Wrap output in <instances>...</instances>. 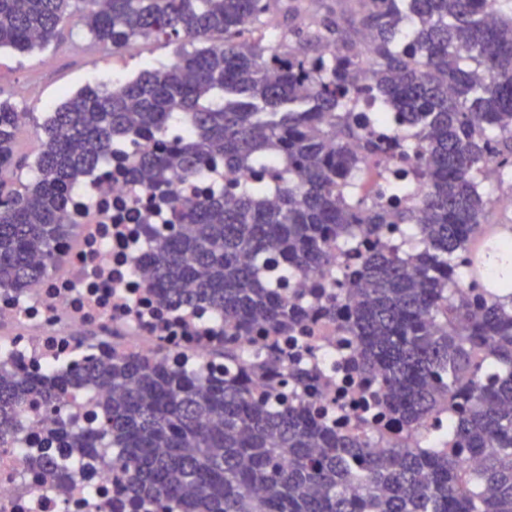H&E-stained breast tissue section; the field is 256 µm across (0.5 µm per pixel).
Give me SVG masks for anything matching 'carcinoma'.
<instances>
[{
	"mask_svg": "<svg viewBox=\"0 0 512 512\" xmlns=\"http://www.w3.org/2000/svg\"><path fill=\"white\" fill-rule=\"evenodd\" d=\"M358 37L329 8L300 26L303 0H0V50L24 54L57 39L80 14L90 41L119 51L140 38L175 44L168 65L117 85L87 84L42 124L31 178L10 187L22 165L14 141L20 112L0 98V289H19L61 259L68 189L112 153L123 136L164 134L183 118L194 138L138 168L148 184L174 185L199 161L224 157L231 171L277 158L288 181L261 207L262 185L172 206L181 231L156 236L151 287L171 309L205 303L224 316V364L240 373L224 385L193 370L129 356L89 364L47 383L0 369V447L21 427L18 408L35 403L57 416L44 444L134 473V512H512V246L482 254L496 289L463 261L492 209L482 173L491 164L512 180V0H357ZM365 41L364 63L357 46ZM373 111L355 114L354 97ZM399 112L412 130L401 144L425 182L414 206L405 186L367 201L358 174L384 148L369 130ZM393 224H414L406 257L383 242ZM372 249L359 286L328 308L364 348L365 397L357 419L382 421L409 438L448 418L446 448H379L327 424L311 402L279 407L257 396L235 337L256 318L267 332L300 329L285 277L333 260L336 240ZM104 388L96 426L77 432L62 418L68 395Z\"/></svg>",
	"mask_w": 512,
	"mask_h": 512,
	"instance_id": "cac0c4a2",
	"label": "carcinoma"
}]
</instances>
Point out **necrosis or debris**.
Returning <instances> with one entry per match:
<instances>
[{"instance_id": "obj_1", "label": "necrosis or debris", "mask_w": 512, "mask_h": 512, "mask_svg": "<svg viewBox=\"0 0 512 512\" xmlns=\"http://www.w3.org/2000/svg\"><path fill=\"white\" fill-rule=\"evenodd\" d=\"M183 142L171 133L153 142L129 139L70 188L63 222L72 234L61 241V262L28 288L0 289V364L57 378L95 361L135 355L189 365L206 380H223L224 362L215 355L224 346L223 317L207 309L174 313L161 306L148 282L154 238L146 229L172 222L165 202L171 192L196 199L220 190L230 199L243 178L228 172L219 157L205 158L197 173L174 189L150 191L129 175L143 149L166 153ZM336 257L317 273L288 282L290 295L301 297L311 312L301 346L287 333L257 329L237 337L236 344L251 362L280 349L287 353L284 366L305 365L312 379L296 391L297 399L350 405L362 394L359 379L348 375L361 351L312 293L316 283L335 285L337 268L359 266V251L340 250ZM19 414L23 432L0 448V512H127L122 494L127 476L113 469L110 458L64 476L40 469L33 458L55 418L29 404Z\"/></svg>"}]
</instances>
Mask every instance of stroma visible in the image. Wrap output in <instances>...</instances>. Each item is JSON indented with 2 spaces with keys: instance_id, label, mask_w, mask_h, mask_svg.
Returning <instances> with one entry per match:
<instances>
[{
  "instance_id": "obj_1",
  "label": "stroma",
  "mask_w": 512,
  "mask_h": 512,
  "mask_svg": "<svg viewBox=\"0 0 512 512\" xmlns=\"http://www.w3.org/2000/svg\"><path fill=\"white\" fill-rule=\"evenodd\" d=\"M78 21L66 24L49 47L30 54L0 52V97H12L18 110L27 112L15 137V158L31 163L41 146L40 126L64 99L86 83L111 82L114 75L129 77L148 66L170 64L174 47L161 39H140L131 51L88 49ZM25 94H18V87Z\"/></svg>"
}]
</instances>
